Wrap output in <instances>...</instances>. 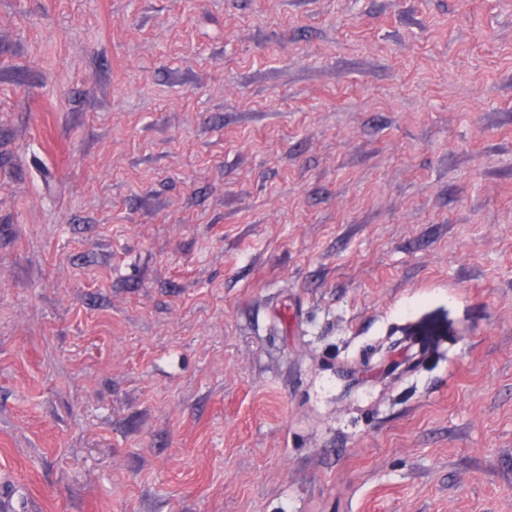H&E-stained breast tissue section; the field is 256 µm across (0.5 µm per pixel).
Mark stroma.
Here are the masks:
<instances>
[{
	"label": "stroma",
	"mask_w": 512,
	"mask_h": 512,
	"mask_svg": "<svg viewBox=\"0 0 512 512\" xmlns=\"http://www.w3.org/2000/svg\"><path fill=\"white\" fill-rule=\"evenodd\" d=\"M512 512V0H0V497Z\"/></svg>",
	"instance_id": "1"
}]
</instances>
